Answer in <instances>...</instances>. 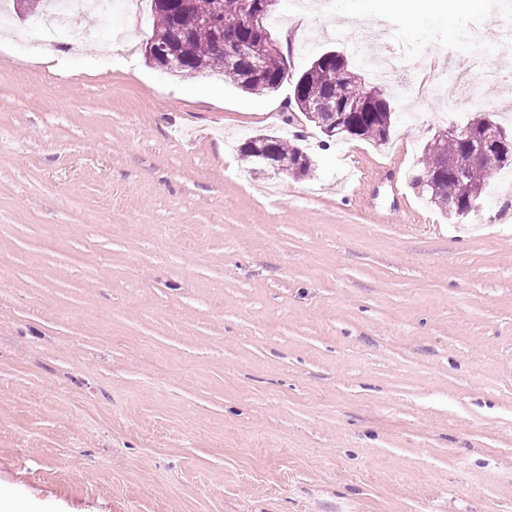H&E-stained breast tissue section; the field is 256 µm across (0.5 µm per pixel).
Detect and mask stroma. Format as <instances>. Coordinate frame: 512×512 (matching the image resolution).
<instances>
[{"label": "stroma", "mask_w": 512, "mask_h": 512, "mask_svg": "<svg viewBox=\"0 0 512 512\" xmlns=\"http://www.w3.org/2000/svg\"><path fill=\"white\" fill-rule=\"evenodd\" d=\"M492 0H277L292 72L375 17L423 56ZM152 2L0 24V495L25 512H512V169L461 219L408 175L464 124L421 98L388 144L325 143L291 83L248 94L151 66ZM88 32L71 51L75 30ZM303 134L309 176L243 137ZM347 157L364 183L341 182ZM28 34L33 43L43 47L54 42L56 29L42 18H36L30 22Z\"/></svg>", "instance_id": "obj_1"}]
</instances>
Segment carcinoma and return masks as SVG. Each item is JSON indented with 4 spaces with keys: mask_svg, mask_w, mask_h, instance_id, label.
<instances>
[{
    "mask_svg": "<svg viewBox=\"0 0 512 512\" xmlns=\"http://www.w3.org/2000/svg\"><path fill=\"white\" fill-rule=\"evenodd\" d=\"M186 11L192 17L211 14L217 23L207 27H193L188 35L187 53L181 60L178 74L194 76L203 72H218L241 90L253 94L273 92L280 86L282 74L287 69V58L281 52L265 56L260 70L241 60L233 66L224 61V50L219 45V22L231 26L240 23L243 0H185ZM181 4L174 0H155L152 38L166 43L172 36L174 15ZM362 63L327 51L314 58L295 77L298 87L293 89L295 109L319 128L321 133L329 130L333 141L337 138L357 136L377 144L388 141L397 121L392 113L391 93L377 85H369L361 78ZM340 98L346 103L367 104V109L343 115L335 107H323L313 111V106L327 99ZM269 151L277 160L288 165L294 177H304L312 171L313 162L300 146L287 142L274 132L250 136L240 145L243 158L260 168L263 159L259 152ZM465 160V144L456 138L441 134L433 137L422 148L416 168L409 176L411 187L427 202L448 211V199L462 202L470 190L485 192L495 175L512 166V151L500 155L496 152L472 166L467 177L469 184L461 186L455 173Z\"/></svg>",
    "mask_w": 512,
    "mask_h": 512,
    "instance_id": "cac0c4a2",
    "label": "carcinoma"
}]
</instances>
